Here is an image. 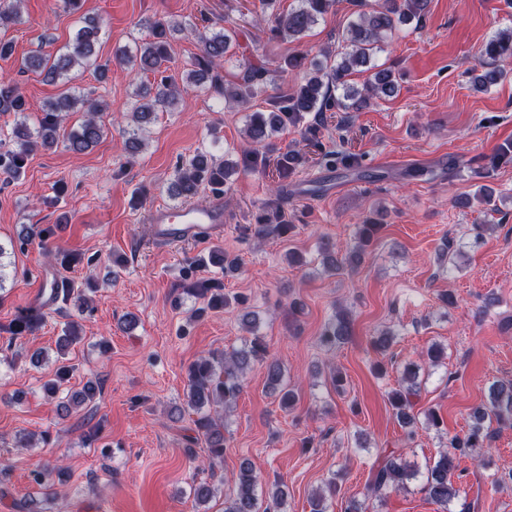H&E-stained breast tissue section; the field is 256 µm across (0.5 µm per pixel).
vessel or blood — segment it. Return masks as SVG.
<instances>
[{
  "label": "vessel or blood",
  "mask_w": 512,
  "mask_h": 512,
  "mask_svg": "<svg viewBox=\"0 0 512 512\" xmlns=\"http://www.w3.org/2000/svg\"><path fill=\"white\" fill-rule=\"evenodd\" d=\"M154 240L166 247L204 242L222 236L224 206L220 201L179 209L159 207L149 217Z\"/></svg>",
  "instance_id": "vessel-or-blood-1"
}]
</instances>
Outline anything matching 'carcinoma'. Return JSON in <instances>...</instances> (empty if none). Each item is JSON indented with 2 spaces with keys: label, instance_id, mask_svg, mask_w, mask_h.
<instances>
[{
  "label": "carcinoma",
  "instance_id": "1",
  "mask_svg": "<svg viewBox=\"0 0 512 512\" xmlns=\"http://www.w3.org/2000/svg\"><path fill=\"white\" fill-rule=\"evenodd\" d=\"M334 0H298V5L286 12L276 8L277 0H260L262 13L268 15L270 31L279 36L300 39L319 18L328 13ZM428 0H381V3L368 11L357 12L346 30V42L349 50L332 53L321 52L322 59L308 60V57L293 56L284 60L280 72L288 69L304 71L303 81L297 88L284 96L268 99V109L254 111L247 116L246 135L254 148L246 151L241 159L242 166L251 171L265 172L269 154L275 151L274 139L288 126L301 127L303 134L313 135L316 127L306 123V117L312 112H322L338 108L343 112H360L371 105V100L392 97L398 92V82L389 67L379 68L370 80L357 88L349 83L348 77L359 67L370 65L373 55L394 35L398 25L412 21L421 22ZM20 0H0V25L8 26L19 18ZM100 27L98 23L79 28L64 49L54 54L35 51L24 58L21 71L39 72L54 84H61L64 90L49 100L35 119H29L26 103L14 81L0 80V112H12L18 115L9 136L8 144L0 142V172L9 176L21 173L25 160L34 152L58 144L60 124L63 114L83 112L85 118L77 129L73 130L66 147L73 152H82L99 142L104 135V125L98 114L102 111L99 103L88 98L70 86L71 71L79 66L93 68L96 64L95 43ZM184 32L183 23L177 19L157 21L153 24V40L137 48V54L131 58L118 57L122 64L133 65L142 73L159 75L151 86H142L139 92L148 97L147 102L135 105L131 114L136 122L127 141L128 150L136 155L140 152V124L151 120L153 114L162 108L173 106L180 95V87L169 76L161 75V67L170 59V33ZM235 31L222 28L218 31L211 27L191 30L200 43V53L190 62V69L184 71L186 82L198 84L211 76L214 68L226 60L233 47ZM512 59V28L500 31L489 38L480 49L478 65L481 73L475 77V86L481 90L504 81L505 69L498 62ZM271 82L269 70L262 65L245 67L239 82L222 90L224 96L239 104H248L251 100L266 92ZM340 97L333 96V91ZM321 161L327 167L341 165L346 169L359 167L358 157L353 153H321ZM306 162V156L289 151L278 157L276 176L284 179L297 166ZM229 185V162L218 160L207 151H199L187 161L179 164L174 171L172 189L174 195L188 202L207 191L214 197H221ZM287 195V185L276 186L275 199L270 202L271 214L259 220L257 224L239 226L240 238L246 242L257 243L270 238H284L294 228L288 223L282 200ZM381 229V225L370 217L356 225L355 245L347 256L340 259L333 245L321 243L319 255L323 265L333 273L345 268H354L362 262L368 247ZM213 256L219 260L224 275L237 273L240 269L238 257H230L219 248L213 249ZM189 293L203 302L197 313L218 310L231 304L242 306L247 303L244 295L229 297L224 294V285L216 279H198ZM45 313L40 306L18 310L9 327L12 338L17 339L33 333L43 321ZM353 333V321L344 308L335 311L333 318L324 326L318 336L319 344L334 350L346 343ZM269 350L265 338L257 333L245 339L242 347L232 351L210 352L193 361L188 367L187 408L196 418L193 419L194 436L190 442L204 443L208 456L223 459L227 448L224 435V418L231 412L242 392V381L251 367L258 362H266V386L272 393L281 394V407L287 409L293 402V391L284 381V371L280 363L268 358ZM73 368L61 363L57 366L53 378L43 384L44 391L54 396L68 382ZM421 367L409 362L404 366L397 388L389 394V402L395 411L399 423L406 429V437L414 439L419 418L412 414L413 398L420 390ZM97 394V385L86 383L79 391L66 396L60 403V412L68 414L74 408L92 401ZM466 434L448 439L447 449L439 454L433 465L427 469L422 480L421 491L432 502L444 507L457 496L458 489L454 477L459 469L462 457H482L488 438V423H512V382H494L488 388L486 403L476 407L470 415ZM419 471L403 462L393 449H382L370 470L368 492L381 494L386 491L408 489V483L418 477ZM65 470L60 466L39 465L32 471V481L46 498L55 494V486L63 484ZM259 476L249 462L241 464L234 480L231 492L224 497V512H260L257 488Z\"/></svg>",
  "mask_w": 512,
  "mask_h": 512
}]
</instances>
